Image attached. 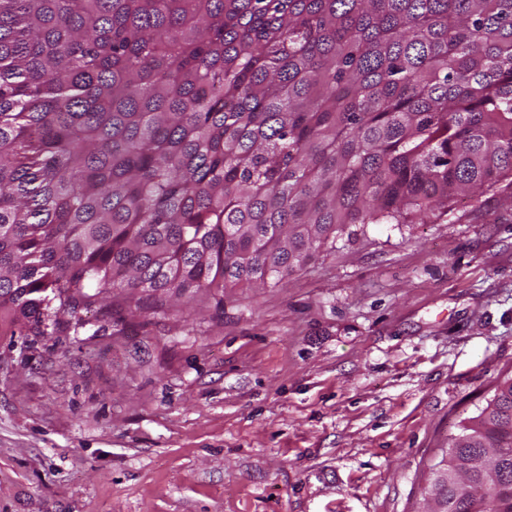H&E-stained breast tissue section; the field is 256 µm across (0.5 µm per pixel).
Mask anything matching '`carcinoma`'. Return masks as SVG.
Instances as JSON below:
<instances>
[{
  "label": "carcinoma",
  "instance_id": "cac0c4a2",
  "mask_svg": "<svg viewBox=\"0 0 512 512\" xmlns=\"http://www.w3.org/2000/svg\"><path fill=\"white\" fill-rule=\"evenodd\" d=\"M512 204V0H0V326L282 282L353 224ZM434 468L512 512V376Z\"/></svg>",
  "mask_w": 512,
  "mask_h": 512
}]
</instances>
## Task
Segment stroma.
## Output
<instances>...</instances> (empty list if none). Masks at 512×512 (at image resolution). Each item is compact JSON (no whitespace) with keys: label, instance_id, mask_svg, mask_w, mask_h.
I'll return each mask as SVG.
<instances>
[{"label":"stroma","instance_id":"1","mask_svg":"<svg viewBox=\"0 0 512 512\" xmlns=\"http://www.w3.org/2000/svg\"><path fill=\"white\" fill-rule=\"evenodd\" d=\"M512 375V205L353 227L283 283L0 335V512H422Z\"/></svg>","mask_w":512,"mask_h":512}]
</instances>
